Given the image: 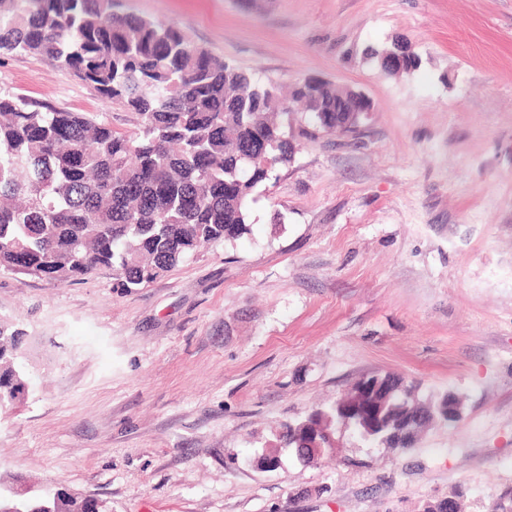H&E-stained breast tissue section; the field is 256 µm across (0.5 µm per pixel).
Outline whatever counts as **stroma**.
<instances>
[{"instance_id":"obj_1","label":"stroma","mask_w":512,"mask_h":512,"mask_svg":"<svg viewBox=\"0 0 512 512\" xmlns=\"http://www.w3.org/2000/svg\"><path fill=\"white\" fill-rule=\"evenodd\" d=\"M215 56L363 93L357 132L301 138L243 237L124 290L0 271L29 392L0 414V476L107 512H423L512 487V0H120ZM407 75L365 60L395 38ZM0 91L135 133L137 116L51 59ZM390 374L463 414L405 450L336 434L312 463L257 454L357 382ZM393 53H402L409 63L404 67H393L389 65ZM364 58L377 62L380 70L386 76H398L409 74L415 71L420 65L419 56L411 49L410 46L401 42H393L390 47L383 49L370 48L366 51Z\"/></svg>"}]
</instances>
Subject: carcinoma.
<instances>
[{"label": "carcinoma", "instance_id": "obj_1", "mask_svg": "<svg viewBox=\"0 0 512 512\" xmlns=\"http://www.w3.org/2000/svg\"><path fill=\"white\" fill-rule=\"evenodd\" d=\"M116 0H0V57L46 56L104 97L132 110V136L81 112L58 110L0 92V270L62 282L101 267L122 288L171 271L204 245L246 233L250 201L275 172L292 163L295 139L282 117L290 102L333 134L356 131L360 95L335 84L303 79L291 100L279 87L191 43L177 27L116 11ZM365 59L387 76L415 71L419 56L394 42L370 48ZM25 333L0 320V409L24 400ZM385 386L380 423L367 433L357 410L332 404L313 411L323 428L314 435L307 417L284 426L281 448L303 460L331 453L342 425L363 440L404 449L441 419L452 392L427 402L400 378L369 377ZM106 512L92 496L43 488L21 505L0 478V512Z\"/></svg>", "mask_w": 512, "mask_h": 512}]
</instances>
